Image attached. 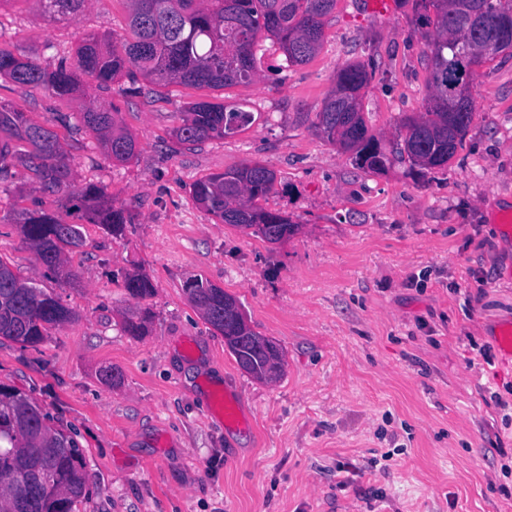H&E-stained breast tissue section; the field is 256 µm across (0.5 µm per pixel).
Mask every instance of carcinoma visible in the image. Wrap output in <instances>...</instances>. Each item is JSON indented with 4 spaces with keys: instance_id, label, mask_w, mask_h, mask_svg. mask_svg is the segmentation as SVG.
<instances>
[{
    "instance_id": "cac0c4a2",
    "label": "carcinoma",
    "mask_w": 512,
    "mask_h": 512,
    "mask_svg": "<svg viewBox=\"0 0 512 512\" xmlns=\"http://www.w3.org/2000/svg\"><path fill=\"white\" fill-rule=\"evenodd\" d=\"M41 14L52 20L76 17L87 0H36ZM129 25L125 35L111 31L88 33L76 55L49 68L31 54L0 49V77L27 92L41 90L72 97L90 86H109L123 78L134 84L138 77L152 87L131 88L134 94L172 83L198 88H220L261 78L256 51L265 38L275 39L287 65L310 61L322 45L323 18L335 0H126ZM415 25L423 31L432 83L426 111L402 120L400 137L413 168L442 169L454 157L473 119L469 57L482 60L504 53L503 27L512 29V0H415ZM369 73L360 63H348L336 75L334 88L316 114L314 127L331 144L352 156L362 170L383 172L389 157L379 140L369 133L360 111ZM119 109L85 105L82 118L87 130L101 143L107 157L119 163L133 159L135 137L117 120ZM173 135L184 144L225 138L252 126L254 113L208 101L194 102L180 113ZM22 162L39 182V191L54 194L71 186L70 166L57 133L33 123L19 106L0 101V181L14 176ZM276 184V174L253 162L194 181V203L217 224L251 230L269 243L294 235L299 225L280 212L259 204ZM72 209L89 224L112 236L123 234L128 215L105 188L89 183L71 191ZM18 226L36 262L58 279L69 281V254L85 243L81 225L68 224L39 201L9 218ZM191 303L204 321L219 329L229 319L228 334L237 333L236 299L224 306L225 292L208 280L194 278ZM123 288L141 302L154 295L152 279L140 268L127 272ZM74 319L61 298L34 277H23L0 259V338L35 347L49 329ZM151 319L147 310L125 313L123 331L145 335ZM283 349L274 340L229 349L240 369L268 382L263 367L267 347ZM48 416L22 391L0 385V471L26 476L31 484L21 497L11 487L0 486V512H74L87 496L83 451L74 438L53 429Z\"/></svg>"
}]
</instances>
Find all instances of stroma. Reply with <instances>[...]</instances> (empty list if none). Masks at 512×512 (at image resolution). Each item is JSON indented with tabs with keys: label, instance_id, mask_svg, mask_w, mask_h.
<instances>
[{
	"label": "stroma",
	"instance_id": "1",
	"mask_svg": "<svg viewBox=\"0 0 512 512\" xmlns=\"http://www.w3.org/2000/svg\"><path fill=\"white\" fill-rule=\"evenodd\" d=\"M411 0L371 16L366 0H336L319 53L286 66L272 40L263 65L279 78L221 89L172 84L149 95L96 91L116 105L137 155L110 163L80 118L81 97L26 95L0 78V100L55 126L71 185L102 184L130 222L121 237L97 225L69 256L73 281L47 287L75 312L43 343L0 340V383L36 402L50 426L79 443L90 496L79 512H512V428L496 396L512 392V365L484 360L489 330L512 322V238L492 216L512 206V56L474 69L473 120L447 168L426 175L395 160L356 168L312 126L349 62L365 65L369 130L395 148L407 116L426 109L431 66L411 21ZM125 0H89L47 21L33 0L0 7V47L52 65L83 34L125 33ZM208 100L258 113L245 132L190 146L171 130L189 104ZM70 117L53 123L54 113ZM274 170L264 208L297 233L271 244L215 223L190 185L250 162ZM30 172L0 182V259L22 274L41 268L13 210L41 199L67 217V195L38 196ZM152 278L147 335L121 329L133 302L122 273ZM202 277L238 298L255 331L276 341L285 365L263 383L239 369L224 338L183 291ZM121 373L120 384L102 372ZM240 402L238 423L209 406L221 390Z\"/></svg>",
	"mask_w": 512,
	"mask_h": 512
}]
</instances>
